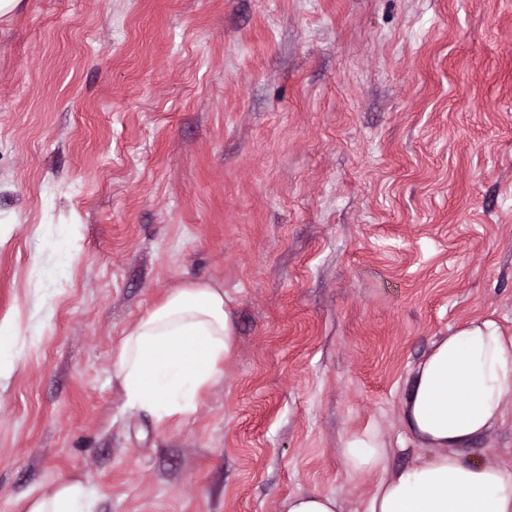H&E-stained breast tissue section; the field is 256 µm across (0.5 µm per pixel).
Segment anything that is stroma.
<instances>
[{
    "mask_svg": "<svg viewBox=\"0 0 512 512\" xmlns=\"http://www.w3.org/2000/svg\"><path fill=\"white\" fill-rule=\"evenodd\" d=\"M67 237H59V229ZM223 288L224 376L167 425L112 374L175 288ZM0 512H361L414 370L512 332V0H25L0 20ZM464 448L512 472V398ZM19 331L16 320H0V381H7L20 365L22 353L16 346ZM98 502L94 485L63 479L55 493L36 498L27 512H98ZM284 512H343L339 499L332 494L312 493L288 497Z\"/></svg>",
    "mask_w": 512,
    "mask_h": 512,
    "instance_id": "35a3bbf8",
    "label": "stroma"
}]
</instances>
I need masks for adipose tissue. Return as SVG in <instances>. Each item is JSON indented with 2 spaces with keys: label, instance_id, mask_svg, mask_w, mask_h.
<instances>
[{
  "label": "adipose tissue",
  "instance_id": "adipose-tissue-1",
  "mask_svg": "<svg viewBox=\"0 0 512 512\" xmlns=\"http://www.w3.org/2000/svg\"><path fill=\"white\" fill-rule=\"evenodd\" d=\"M233 334L223 290L191 282L173 289L121 341L113 375L130 405L157 423L194 415L205 388L217 383ZM512 397V333L493 318L451 330L435 343L411 379L406 424L434 456L390 472L388 452L375 430L350 440L349 476L379 475L363 512H512V472L473 463L461 450L502 421ZM94 485L62 480L27 512H97Z\"/></svg>",
  "mask_w": 512,
  "mask_h": 512
}]
</instances>
